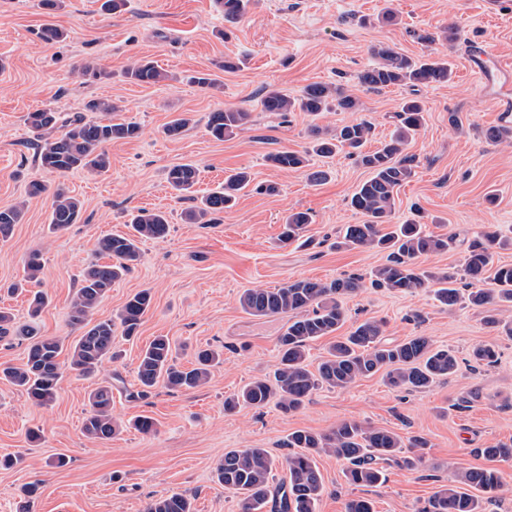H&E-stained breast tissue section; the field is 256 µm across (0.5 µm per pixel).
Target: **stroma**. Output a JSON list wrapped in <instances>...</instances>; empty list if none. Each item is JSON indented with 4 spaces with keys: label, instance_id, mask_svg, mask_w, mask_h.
Returning <instances> with one entry per match:
<instances>
[{
    "label": "stroma",
    "instance_id": "obj_1",
    "mask_svg": "<svg viewBox=\"0 0 512 512\" xmlns=\"http://www.w3.org/2000/svg\"><path fill=\"white\" fill-rule=\"evenodd\" d=\"M102 3L64 0L61 9L49 11L41 0H0V209L26 204L22 223L0 238V308L16 324L29 322L30 290L14 292L10 286L22 277L30 253L39 252V288L48 297L40 333L74 343L82 331L69 323L70 306L83 270L105 260L99 241L127 233L129 215L139 208L166 212L169 231L141 242L139 264L94 311V320L110 319L138 291L147 288L153 295L136 337H115L116 361L88 378L64 371L55 400L46 406L0 380V457L12 461L0 468V512H146L152 500L173 492L187 494L193 512H241L240 494L224 489L215 475L225 452L263 448L279 461L293 431L325 432L344 420L405 439L424 437V464L415 471L388 468L384 484L356 487L347 483L335 457H317L325 486L317 512H345L346 502L359 497L372 502L373 512H420L456 471L489 464L482 449L512 444V337L487 324L482 309L441 306L431 289L399 293L368 287L385 253L335 247L344 225L364 220L350 198L369 178L368 169L343 151L318 157L315 165L329 177L314 186L301 172L276 169L266 160L277 150L307 147L310 125L333 129L356 115L373 122L370 145L379 147L393 132L402 102L420 99L424 123L407 147L418 158L416 174L398 191L393 221L402 223L420 207L428 231L455 238L448 252L422 258V267L462 272L469 240L486 225L512 236V141L487 139L500 115L468 65L469 48L477 41L512 64V0H253L234 24L225 22L215 0H128L113 13ZM48 24L63 29L66 39L42 40ZM449 27L455 31L451 42L441 37ZM415 30L438 38L418 43L411 36ZM381 42L414 58L447 59L451 80L379 91L358 87L357 74L374 65L372 48ZM141 58L167 71L168 80L154 86L129 82L124 71ZM227 58L237 60L238 68L220 69ZM88 60L106 78L80 75L79 66ZM198 72L212 74L219 90L190 83ZM313 82L356 92L359 113L330 111L313 119L263 110L264 89L295 96ZM92 99L115 103L123 118L140 126L139 138L109 144L111 167L102 174L41 169L28 113L49 108L81 114ZM228 107L249 110L251 121L220 141L208 133L206 120ZM180 114L190 125L168 137L165 125ZM181 163L198 167L199 197L238 168L277 191H244L219 223L188 224L182 212L190 203L176 198L167 182L168 170ZM33 180L45 184L47 193L27 196ZM59 187L79 198L83 210L77 224L54 233L50 193ZM292 210L311 215L305 231L311 245L279 244L283 219ZM347 277L366 285L344 298L340 335L363 320H381L386 341L425 335L453 350L458 372L423 391L391 389L379 373L345 388L323 386L288 414L272 404L225 411L226 397L273 372L277 338L286 325L279 316L244 312L240 294L297 279ZM161 335L171 339L180 364L208 347L223 350L224 363L201 388L173 392L158 386L139 396L140 352ZM481 343L493 345V365L471 362V349ZM103 382L112 385V415L123 427L100 442L87 438L82 427L89 393ZM141 414L155 419L156 432L130 427V419ZM31 429L41 430V441L28 440ZM60 457L65 466H57ZM29 483L39 490L27 500L21 489Z\"/></svg>",
    "mask_w": 512,
    "mask_h": 512
}]
</instances>
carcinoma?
<instances>
[{
  "label": "carcinoma",
  "mask_w": 512,
  "mask_h": 512,
  "mask_svg": "<svg viewBox=\"0 0 512 512\" xmlns=\"http://www.w3.org/2000/svg\"><path fill=\"white\" fill-rule=\"evenodd\" d=\"M224 21L235 23L247 12L249 0H216ZM378 62L357 75V83L366 90H379L395 85L429 86L450 80L451 68L445 59L416 60L381 43L373 49ZM137 84L155 85L167 75L152 61L142 60L126 71ZM262 106L267 112L285 117L290 112H304L316 117L325 111L358 110V99L341 87L315 82L305 86L296 97L276 89L266 90ZM88 112H101L104 118L86 120L80 114L62 116L48 109L28 113L27 123L40 139L37 159L42 169L66 174L72 171L103 172L110 167L107 144L114 140L136 139L140 127L118 117L117 108L108 100L94 99L85 105ZM424 104L418 98L405 100L396 113L397 125L390 138L373 151L364 147L372 136V123L354 119L332 134L313 126L310 128L311 147L300 151H277L267 161L280 170H303L309 181L320 184L327 172L310 167V154L329 156L340 150L356 157L371 176L361 183L350 198V206L363 214L361 224L344 227L336 246L348 248H377L388 252L387 261L373 273L371 285L390 291L413 292L435 286L437 300L452 308L465 300L487 313L488 323L503 325L512 336V319L502 321L497 315L502 307L512 308V265L496 268L493 280L496 288L486 291L470 288L463 293L457 287L456 273L422 269L417 261L431 254L444 253L453 244V237L425 230L421 212L402 224L387 229L395 207L399 188L415 174L416 157L406 153V147L424 120ZM251 113L243 108H227L207 116V129L222 140L231 137L250 122ZM197 170L191 164L169 169L167 180L180 197L191 192ZM251 184L250 174L236 170L224 178V185L202 197L199 204L185 210L183 219L190 224L212 223L208 216L232 208L238 194ZM82 203L64 190L51 197L50 230L54 233L78 223ZM25 204L19 202L0 209V237H8L13 226L22 222ZM312 219L305 211H291L284 219L280 242L288 244L303 237ZM131 232L112 234L98 243L110 262L93 264L83 273L80 288L70 309L73 326L84 329L82 336L71 346L55 337L38 335L36 327L16 326L11 314L0 309V340L13 334L29 341L27 361L22 367H6L0 377L23 390L28 399L39 406L56 398L63 377L61 355H66L68 367L81 376L100 371L104 363L114 360L112 338L121 331L132 338L149 311L152 296L149 290L135 293L115 317L91 323L99 303L112 290V284L131 272L140 258L138 242L144 238L161 239L169 230L165 212L140 208L131 213L128 221ZM512 247V238L488 229L474 238L466 251L464 272L478 281L491 264L492 250ZM42 270L40 255L30 254L22 281L12 290L26 284H36ZM362 288L360 279L349 277L330 282L299 279L279 288L247 289L239 296L241 308L256 317L284 315L287 327L278 337L279 362L273 375L252 380L238 394L224 400V409L240 405L263 407L269 403L285 413L299 409L320 386L347 387L357 380L384 372L385 381L392 387L423 390L458 370V359L447 349L437 348L428 336H411L401 342L384 341V323L367 319L357 324L347 336H336L345 323L341 298ZM330 337L328 356L312 372L307 365L309 342ZM222 353L204 349L197 352L192 367L177 364L172 357L171 342L166 336L155 337L141 352L137 378L145 396L161 384L172 391L191 390L205 385L210 369L221 362ZM471 361L490 365L495 351L489 345L473 348ZM90 411L83 423V433L90 439L108 440L116 433L118 424L112 417V385H99L89 396ZM413 449L406 455L403 447ZM284 447L293 449L282 461L288 479L273 484V461L264 448H245L224 453L216 469L217 481L227 490L243 496V512H255L268 502L274 512H317L324 492L322 475L315 456L333 455L343 462L346 481L355 486L373 487L381 483L386 467L395 465L409 471L422 464L416 448L427 447L421 436L403 442L396 433L365 427L356 421H343L327 433L296 430L288 435ZM504 486L502 475L494 467L472 468L458 474L457 479L436 490L424 512H482L483 496L496 493ZM147 512H193L190 498L183 493H171L149 503Z\"/></svg>",
  "instance_id": "cac0c4a2"
}]
</instances>
